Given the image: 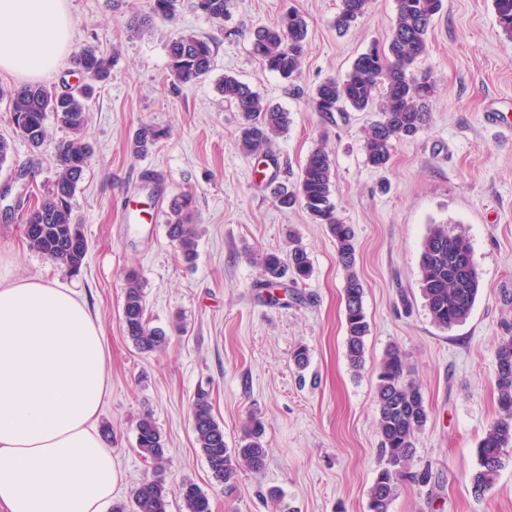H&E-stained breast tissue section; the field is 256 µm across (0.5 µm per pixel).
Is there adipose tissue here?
Instances as JSON below:
<instances>
[{
  "label": "adipose tissue",
  "mask_w": 512,
  "mask_h": 512,
  "mask_svg": "<svg viewBox=\"0 0 512 512\" xmlns=\"http://www.w3.org/2000/svg\"><path fill=\"white\" fill-rule=\"evenodd\" d=\"M71 40L66 0H0L1 74L41 78ZM109 385L101 329L73 288L0 279V512H105Z\"/></svg>",
  "instance_id": "adipose-tissue-1"
}]
</instances>
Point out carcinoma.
I'll list each match as a JSON object with an SVG mask.
<instances>
[{
    "instance_id": "obj_1",
    "label": "carcinoma",
    "mask_w": 512,
    "mask_h": 512,
    "mask_svg": "<svg viewBox=\"0 0 512 512\" xmlns=\"http://www.w3.org/2000/svg\"><path fill=\"white\" fill-rule=\"evenodd\" d=\"M371 0H342L336 16V29L349 30L369 9ZM179 0H149V11L140 26L156 19L173 21ZM229 0H196L195 7L216 24L224 22ZM443 6L442 0H395V16L387 47H373L360 54L341 78H329L315 91L316 111L324 114L371 112L364 152L366 163L383 170L389 164L392 144L396 140L415 138L429 124L427 103L436 86L430 76L417 73L415 62L427 51L428 30ZM497 23L512 38V0H493ZM253 53L270 71L289 79L299 74L300 59L307 38V24L298 13L283 16L274 25L263 26L252 34ZM170 70L183 83L193 82L211 71L216 43L208 37L183 33L167 44ZM75 63L85 78L76 87L54 90L41 84H26L10 91H0L8 98L12 124L38 150L46 141V119L53 115L56 123L68 131L56 150L61 172L42 197L25 209L22 221L28 247L47 259L66 265L77 272L88 252L82 224L74 215L71 200L78 182L88 167L94 150L84 137L89 122L88 99L94 85L105 81L112 69V58L91 47L80 49ZM224 100L241 112L243 123L235 147L264 161L275 162L270 151L274 138L288 131V112L273 106L251 87L234 76H224L221 88ZM162 131L143 126L136 133L131 149L144 154L153 147ZM334 165L324 148L313 150L301 167L295 187L280 185L274 191L284 208L301 205L336 243L339 263L345 271L344 303L346 357L351 367H361L364 339L369 322L363 309L364 288L356 271V244L351 227L335 213L331 202ZM194 198L183 193L170 204L167 233L177 244L183 262L189 266L197 260L196 235L191 224ZM471 256L466 237L448 231L446 224H433L425 236L420 253V290L432 323L448 330L464 323L476 302L480 280L474 263L459 265L457 259ZM261 279L258 288L286 287L307 280L312 265L305 248L292 240L288 253H265L258 258ZM126 336L142 352H152L166 344L164 330L150 326L143 288L136 273L127 275L122 305ZM496 402L499 417L487 428L477 448L478 467L471 476L478 495L494 487L512 448V338L500 348L495 370ZM377 429L379 448L385 466L369 490L368 512H389L397 481L406 474V464L414 441L426 427L429 411L422 393L410 378L404 356L397 347L387 350L377 376ZM191 418L196 444L214 478L232 490L231 480L241 469L259 472L266 466L267 451L264 429L250 420L237 447H228L224 426L215 418L209 395L197 393L191 404ZM137 448L150 461L156 476L142 481L130 501L116 503L112 512H171L172 501L179 499L185 512H212L208 495L191 482L175 488L159 476L167 462L165 441L153 414L146 410L137 425Z\"/></svg>"
}]
</instances>
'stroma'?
Returning <instances> with one entry per match:
<instances>
[{
    "label": "stroma",
    "instance_id": "obj_1",
    "mask_svg": "<svg viewBox=\"0 0 512 512\" xmlns=\"http://www.w3.org/2000/svg\"><path fill=\"white\" fill-rule=\"evenodd\" d=\"M340 8L341 0H230L218 25L193 0H181L175 21L158 19L141 32L135 21L146 0H68L72 52L42 84L79 83L73 54L83 46L114 59L90 101L86 136L95 153L72 200L88 253L71 273L30 250L19 212L0 207V273L75 288L102 326L111 378L98 426L112 434L113 501L127 500L153 474L136 444V423L148 408L166 443L167 482L197 484L212 512H368L369 489L384 465L377 373L394 344L429 420L390 512H512V461L484 495L471 484L477 444L497 416L498 350L512 337V139L486 118L502 112L512 122V39L501 32L492 0H443L416 63L437 87L429 124L416 138L394 142L390 165L380 171L365 160L368 113L332 122L316 112L313 97L359 54L385 46L395 4L372 0L344 33L334 27ZM292 11L304 17L308 35L300 73L286 80L253 55L250 34ZM183 32L218 44L213 70L193 83L174 81L169 70L167 44ZM228 75L290 114L287 133L272 146L280 180L296 183L318 146L332 153L331 201L355 233L370 325L360 370L346 359L345 274L336 244L304 209H281L256 159L235 148L241 114L220 90ZM144 124L164 136L137 157L129 144ZM47 128L42 148L32 150L0 101V136L11 147L0 186L19 171L36 190L55 181V145L67 132L52 119ZM147 170L159 176L150 191L141 183ZM185 192L195 199L198 232L191 267L167 235V214L155 219L146 211L155 198L168 204ZM127 199L144 209L140 223H127ZM433 224L468 239L481 284L467 320L446 331L432 323L419 287L421 244ZM293 236L313 274L277 298L256 288L257 259L287 251ZM131 271L141 279L151 326L168 336L152 353L139 352L124 333ZM300 346L309 351L302 371L293 361ZM201 390L210 394L228 446L249 417L265 427V470L239 471L230 495L196 447L190 407ZM424 471L427 482L415 481ZM271 487L280 489L278 501L267 499Z\"/></svg>",
    "mask_w": 512,
    "mask_h": 512
}]
</instances>
